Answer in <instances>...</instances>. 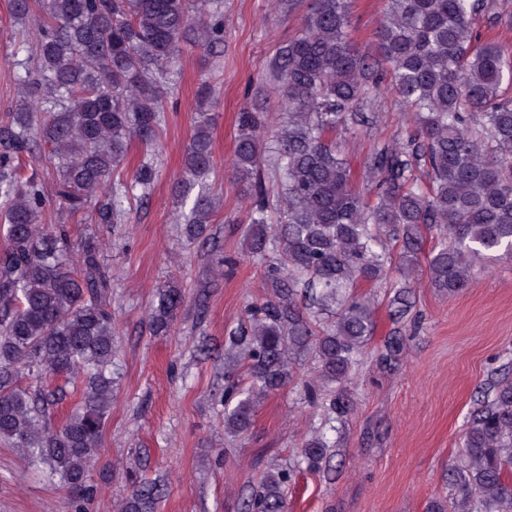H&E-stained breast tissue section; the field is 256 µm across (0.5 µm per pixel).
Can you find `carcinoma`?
<instances>
[{
  "mask_svg": "<svg viewBox=\"0 0 512 512\" xmlns=\"http://www.w3.org/2000/svg\"><path fill=\"white\" fill-rule=\"evenodd\" d=\"M305 1L301 29L263 74L284 105L273 144L261 142L262 99L237 115L231 167L251 197L242 237L268 292L224 338L247 376L224 386V431L234 437L290 381L301 352L324 383L349 380L375 334L369 289L395 261V326L379 354L392 363L406 345L409 272L427 234L437 239L431 285L450 295L467 285L475 258H512V48L474 32L484 0H385L372 56L352 34L351 0H288V9ZM10 10L37 45L17 63L22 90L0 121V443L48 466L82 512L100 489L89 467L112 405V275L93 236L76 245L71 225L43 224L44 183L23 156L47 153L55 198L70 215L104 197L100 223H127L122 199L146 197L158 177L148 151L164 122L159 83L187 45L206 57L224 52L223 0H10ZM387 91L410 113L411 130L373 144L362 191L337 135L369 122L363 107ZM134 136L145 153L131 182L114 180ZM213 171L212 118L200 108L175 195L188 197ZM214 207L201 189L181 212L188 241L206 236ZM183 303L182 286L165 282L152 331L169 333ZM21 374L79 376L80 402L55 425L58 399L22 388ZM349 406L337 391L328 419ZM336 443L321 433L301 457L319 469ZM453 477L461 499H433L426 512H512L511 378L494 382L467 422ZM291 479L288 469L266 473L244 512H285ZM131 484L121 512H155V487Z\"/></svg>",
  "mask_w": 512,
  "mask_h": 512,
  "instance_id": "1",
  "label": "carcinoma"
}]
</instances>
